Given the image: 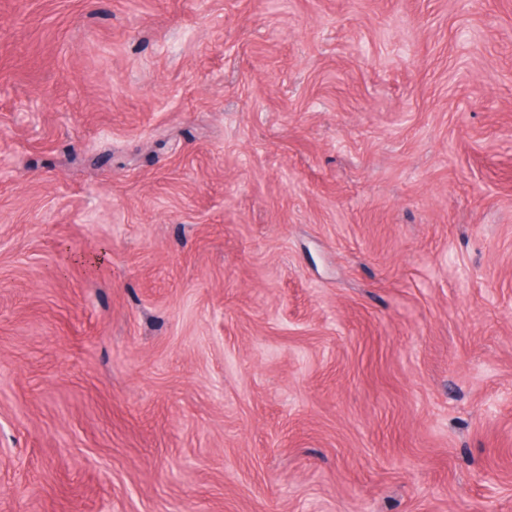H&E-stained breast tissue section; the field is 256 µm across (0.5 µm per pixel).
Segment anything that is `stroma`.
Here are the masks:
<instances>
[{"label": "stroma", "instance_id": "35a3bbf8", "mask_svg": "<svg viewBox=\"0 0 512 512\" xmlns=\"http://www.w3.org/2000/svg\"><path fill=\"white\" fill-rule=\"evenodd\" d=\"M0 512H512V0H0Z\"/></svg>", "mask_w": 512, "mask_h": 512}]
</instances>
